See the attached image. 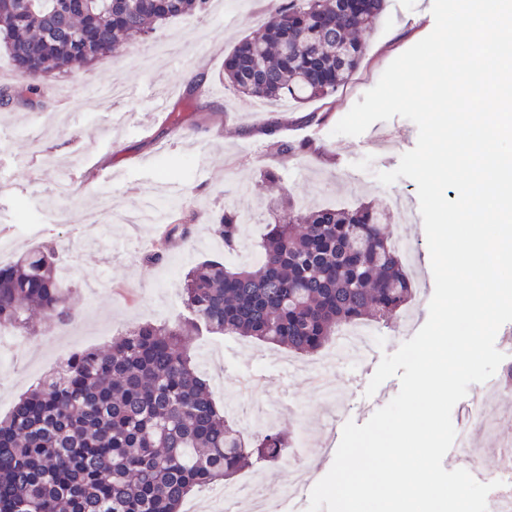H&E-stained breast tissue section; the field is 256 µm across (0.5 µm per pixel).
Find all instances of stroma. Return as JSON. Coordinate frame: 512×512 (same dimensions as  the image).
Masks as SVG:
<instances>
[{
	"instance_id": "1",
	"label": "stroma",
	"mask_w": 512,
	"mask_h": 512,
	"mask_svg": "<svg viewBox=\"0 0 512 512\" xmlns=\"http://www.w3.org/2000/svg\"><path fill=\"white\" fill-rule=\"evenodd\" d=\"M433 0H388L369 32L365 62L349 84L323 101L292 100L257 106L225 92L214 98L191 81L222 84L224 55L234 42L263 21L265 0H212L207 13L160 26L155 37H168L166 56L150 59L143 40L93 65L54 78L40 104L0 107V239L11 242V255L30 246L56 244L57 272L74 291L78 319L59 329L45 316H33L28 329L12 341L7 361L0 362V418L77 350L111 344L121 330L143 322L174 323L184 312L181 286L195 264L215 257L237 265L252 263L255 244L265 233L267 204L279 189L302 202L320 206H380L402 195L418 206L416 183L399 178L385 186L377 173L394 170L403 153L413 149L414 123L394 117L372 124L357 137L332 130L363 94L373 88L387 66L427 36L434 27ZM120 77L124 83H149L172 92L170 113L141 110V126L113 128L96 100L97 84ZM311 112L327 113L322 125L307 123ZM276 134H268L270 124ZM302 141L313 152L286 157L272 141ZM207 146L209 168L197 167L198 146ZM118 171L119 182L94 180L86 171L90 155ZM275 170L280 185L263 174ZM249 218L236 251L224 250L212 235L225 209ZM418 243L410 275L416 296L409 308L416 326L428 318L434 291L430 254L421 215L407 227ZM167 239L163 261L152 258L156 244ZM218 405L230 422L257 407L278 408L277 429L299 436L305 446L289 448L283 459L260 466L271 498L294 477L289 464L304 470L330 469L324 452L328 438L321 419L327 406L320 383L303 377L283 381L281 366L269 363L268 347L247 338L225 335L186 336ZM364 362L349 354L339 358L329 381L346 394V419L363 424L362 408L378 410L399 391L398 378L385 381L373 396L349 391L351 374Z\"/></svg>"
}]
</instances>
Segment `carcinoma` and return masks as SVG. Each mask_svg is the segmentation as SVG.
Masks as SVG:
<instances>
[{
    "mask_svg": "<svg viewBox=\"0 0 512 512\" xmlns=\"http://www.w3.org/2000/svg\"><path fill=\"white\" fill-rule=\"evenodd\" d=\"M0 0V45L26 77L27 101L56 76L132 45L157 26L202 14L209 0ZM386 0H269L258 32L224 57V86L264 101L303 104L344 86L368 53L362 34ZM281 155L312 150L275 141ZM285 221L267 225L257 261L193 266L186 314L143 323L112 344L70 354L63 376L19 399L0 420V512H180L196 489L243 468L279 460L290 447L271 429L248 447L224 419L184 345L191 332L230 334L314 354L350 323L388 322L415 288L391 237V215L368 204L307 207L282 193ZM245 216L212 225L234 251ZM42 312L64 328L76 318L55 251L37 244L0 264V328H27Z\"/></svg>",
    "mask_w": 512,
    "mask_h": 512,
    "instance_id": "obj_1",
    "label": "carcinoma"
}]
</instances>
